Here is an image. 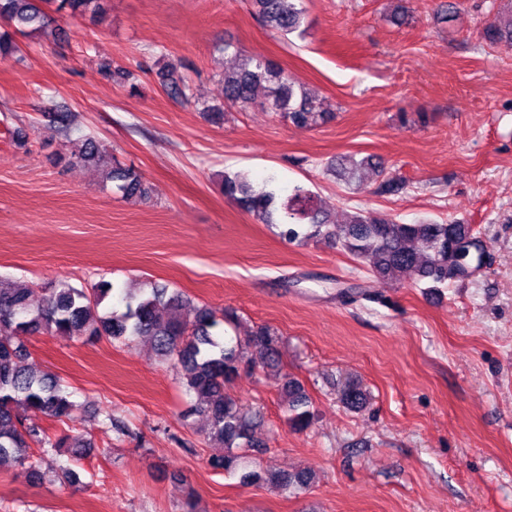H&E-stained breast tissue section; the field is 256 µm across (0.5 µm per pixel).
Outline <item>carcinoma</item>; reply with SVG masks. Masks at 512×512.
<instances>
[{
	"label": "carcinoma",
	"instance_id": "1",
	"mask_svg": "<svg viewBox=\"0 0 512 512\" xmlns=\"http://www.w3.org/2000/svg\"><path fill=\"white\" fill-rule=\"evenodd\" d=\"M302 0H252L255 14L271 31L303 37L308 31ZM106 0H0V19L12 25L15 32L26 30L61 40L67 31L56 23L55 14L72 17L99 18L105 11ZM483 39L489 43L512 41V13L490 21L483 29ZM104 75L113 82L137 89L135 73L122 66L106 65ZM156 75L168 95L190 102L193 93L178 71L169 62ZM223 103L205 105L202 111L208 119H224L229 107L245 109L256 103L257 92L266 94L261 105L266 111L294 124L316 127L326 122L331 113L321 107L318 96L305 89L296 90L284 70L274 62L246 57L239 68L224 72ZM98 161L97 146L91 137L84 139L82 150L69 164L85 165ZM381 163L371 157L357 160L341 158L327 166L349 185L358 181L366 167L378 168ZM123 197H149L147 187L131 168L113 167L107 173ZM224 196L265 224L282 225L281 234L288 242L322 237L339 244L354 259L368 264L379 278L410 280L414 284L430 283L434 290L450 282L462 281L470 275L471 255L467 247H458L464 239L473 238L470 224L455 222L439 224L419 221L398 222L389 215L358 209L338 224L330 220L314 204L312 191L296 184L283 197L267 181L254 184L244 172H226L221 179ZM117 299L120 308L98 312L108 296ZM182 294L153 286L139 292L115 287L109 283L92 288H75L61 281L48 289L38 306L31 301V291L17 288L11 281L0 278V463L11 462L26 472L33 467L32 446L84 448L77 437H61L51 441L42 429L26 425V412L40 413L62 421L75 408L72 394L50 374L36 375L27 366L25 345L15 336L50 333L55 336H86L90 339L111 338L126 341L135 336L154 339L160 355L175 361L183 371L184 385L194 394L192 413L203 417L208 437L225 448L214 456L211 464L226 473L241 466L239 449L265 448L267 443L257 438L260 421L242 408L227 392V386L243 373L254 369L251 353L256 351L270 369L278 368L281 337L272 328L261 325L245 339H226L213 334L224 322L235 319L231 310L221 312L207 306H194L184 312ZM288 398V411L294 426L302 430L310 422V400L302 383L290 378L282 385ZM348 407L360 410L367 394L354 381L348 382L341 393ZM264 479L281 491L310 486L308 472H288L275 468L264 474L245 472L240 479L252 483Z\"/></svg>",
	"mask_w": 512,
	"mask_h": 512
}]
</instances>
